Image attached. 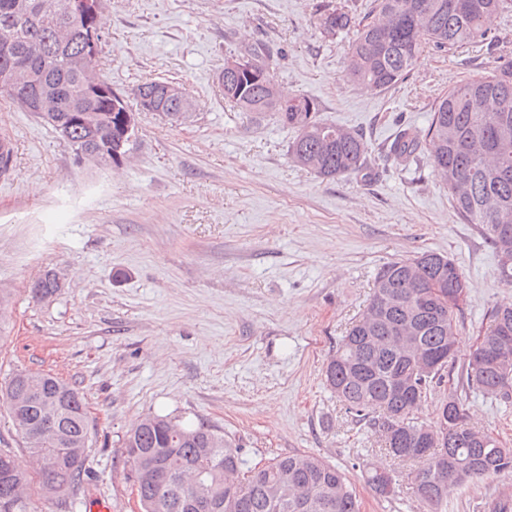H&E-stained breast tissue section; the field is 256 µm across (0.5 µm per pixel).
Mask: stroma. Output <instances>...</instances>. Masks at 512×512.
<instances>
[{
  "instance_id": "35a3bbf8",
  "label": "stroma",
  "mask_w": 512,
  "mask_h": 512,
  "mask_svg": "<svg viewBox=\"0 0 512 512\" xmlns=\"http://www.w3.org/2000/svg\"><path fill=\"white\" fill-rule=\"evenodd\" d=\"M327 0H105L100 69L139 114L129 161L80 165L34 114L0 96L12 165L0 175V379L41 370L88 403L85 485L112 512H142L122 443L148 415L216 426L248 465L310 452L342 470L361 512H428L407 475L324 382L326 364L365 310L385 264L443 254L470 288L456 362L465 364L491 308L512 300L478 225L462 223L424 161L386 148L400 128L427 127L442 95L512 60V13L494 45L425 50L403 83L379 90L344 78L347 39L314 25ZM264 44L283 92L320 105L326 122L363 135L362 170L324 180L293 162V129L238 111L221 93L224 59ZM173 81L196 104L173 122L143 112L145 78ZM65 287L34 302L47 270ZM475 425L512 448V403L465 388ZM383 468L400 492L378 499ZM512 474L452 490L443 512H491Z\"/></svg>"
}]
</instances>
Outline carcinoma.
<instances>
[{"instance_id": "1", "label": "carcinoma", "mask_w": 512, "mask_h": 512, "mask_svg": "<svg viewBox=\"0 0 512 512\" xmlns=\"http://www.w3.org/2000/svg\"><path fill=\"white\" fill-rule=\"evenodd\" d=\"M16 0H0V94L32 112L60 134L74 154L94 152L110 142L122 155L134 143L124 139L128 105L103 81L92 89L85 79L89 61L83 51L89 31L102 39L105 23L87 17L77 0H29L31 11L16 13ZM374 0L360 16L329 5L316 19L321 37L334 41L352 34L344 77L354 84L388 90L410 75L419 55L431 48L451 53L467 44L493 42L495 19L512 11V0ZM512 84V60L448 91L433 107L428 126L405 129L389 145L400 161L422 157L442 178L453 208L467 224L480 226L499 257V272L512 288V235L497 232L512 225V98L500 87ZM224 99L243 112L274 115L292 128L289 146L294 162L323 178L359 171L368 146L362 135L320 119L316 100L280 94L272 73L256 81L247 75H226ZM86 112L89 120L74 122ZM65 284L46 276L42 287L30 289L37 302L59 295ZM469 285L450 258L424 252L383 266L376 274L368 306L336 348L325 368V382L348 413L378 432L394 430L384 447L393 457L421 460L410 474L415 495L429 512L449 492L467 482L512 473V448L469 420L464 404L448 392L436 418L415 417L423 398L442 386L455 363L454 355L433 373L420 366V355L400 353L399 336L413 329L424 352L455 347L462 304ZM435 305L438 315L422 309ZM490 325L479 338L491 342L512 336V301L490 311ZM376 336L377 345L356 342ZM466 385L505 403L512 401V348L496 364L473 350L462 369ZM9 418L32 459L28 472L0 470V512H32V488L60 507L82 487L88 460V416L84 395L76 387L41 371L14 373L4 386ZM63 425L66 439H37L28 423ZM73 444L80 455L61 449ZM126 461L138 481L143 512H185L182 497L193 490L187 475L202 473L204 492L215 504L210 512H360V502L345 474L320 457L294 452L259 466H245L224 432L203 423L185 424L164 416H146L123 441ZM374 494L391 500L399 493L392 480L368 476Z\"/></svg>"}]
</instances>
